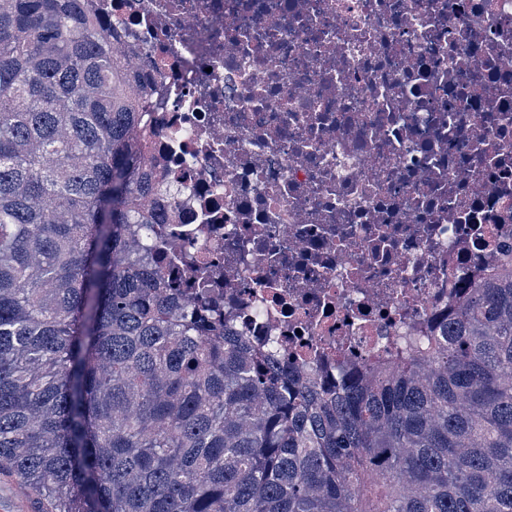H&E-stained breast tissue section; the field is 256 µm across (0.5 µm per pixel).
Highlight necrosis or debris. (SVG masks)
<instances>
[{"label":"necrosis or debris","instance_id":"4bbe7bcc","mask_svg":"<svg viewBox=\"0 0 512 512\" xmlns=\"http://www.w3.org/2000/svg\"><path fill=\"white\" fill-rule=\"evenodd\" d=\"M157 77L167 260L317 372L512 250V0H90Z\"/></svg>","mask_w":512,"mask_h":512}]
</instances>
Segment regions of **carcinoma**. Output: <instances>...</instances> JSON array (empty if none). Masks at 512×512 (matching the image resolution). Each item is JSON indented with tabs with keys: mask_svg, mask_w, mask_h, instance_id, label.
I'll return each mask as SVG.
<instances>
[{
	"mask_svg": "<svg viewBox=\"0 0 512 512\" xmlns=\"http://www.w3.org/2000/svg\"><path fill=\"white\" fill-rule=\"evenodd\" d=\"M155 88L86 0H0V472L42 512H512V255L304 375L146 258Z\"/></svg>",
	"mask_w": 512,
	"mask_h": 512,
	"instance_id": "obj_1",
	"label": "carcinoma"
}]
</instances>
